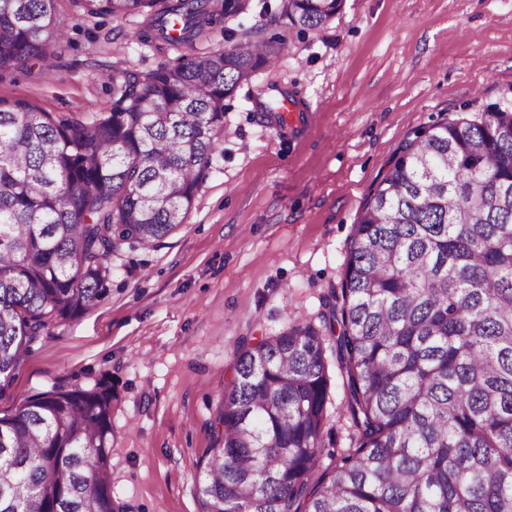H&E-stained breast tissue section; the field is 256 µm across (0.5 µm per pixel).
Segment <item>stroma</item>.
I'll list each match as a JSON object with an SVG mask.
<instances>
[{"mask_svg": "<svg viewBox=\"0 0 512 512\" xmlns=\"http://www.w3.org/2000/svg\"><path fill=\"white\" fill-rule=\"evenodd\" d=\"M54 56L0 78V98L47 112H106L112 67L176 59L131 38L135 18L59 0ZM225 100L222 156L184 225L112 257L100 304L32 343L0 389V416L54 387L112 383V488L128 512H202L197 466L238 345L319 325L339 289L360 206L413 131L512 96V0H343L327 27ZM294 103L288 121L270 112ZM327 448H348L332 378Z\"/></svg>", "mask_w": 512, "mask_h": 512, "instance_id": "1", "label": "stroma"}]
</instances>
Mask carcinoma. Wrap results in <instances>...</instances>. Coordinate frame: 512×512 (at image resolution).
Wrapping results in <instances>:
<instances>
[{"mask_svg":"<svg viewBox=\"0 0 512 512\" xmlns=\"http://www.w3.org/2000/svg\"><path fill=\"white\" fill-rule=\"evenodd\" d=\"M143 18L182 51L112 73L107 112L0 98V379L32 343L108 295L112 256L183 224L224 128V101L288 52L225 26L253 0H73ZM341 0H280L303 34ZM224 25L225 47L194 54ZM58 0H0V78L55 51ZM321 325L244 340L194 478L203 512H512V108L413 131L361 204ZM350 446L319 470L326 346ZM112 385L38 393L0 416V512H126L112 494Z\"/></svg>","mask_w":512,"mask_h":512,"instance_id":"1","label":"carcinoma"}]
</instances>
